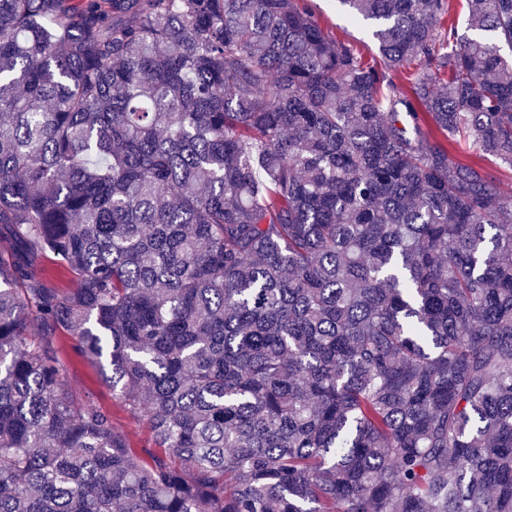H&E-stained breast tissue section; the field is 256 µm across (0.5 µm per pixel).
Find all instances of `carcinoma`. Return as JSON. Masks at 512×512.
<instances>
[{
	"mask_svg": "<svg viewBox=\"0 0 512 512\" xmlns=\"http://www.w3.org/2000/svg\"><path fill=\"white\" fill-rule=\"evenodd\" d=\"M336 2L0 0V512H512V0ZM307 3L329 33L354 43L368 59L377 55L375 41L361 26L353 24L346 14L336 9V0H309ZM71 345L72 339L69 336H63L57 342V353L69 369V380L73 390L80 395H90L95 402L108 409L113 415L115 423L126 433L131 446L138 452L146 449L162 454L159 448H148V436L145 428L132 419L125 411L121 401L112 393V389L100 381L98 368L77 358Z\"/></svg>",
	"mask_w": 512,
	"mask_h": 512,
	"instance_id": "cac0c4a2",
	"label": "carcinoma"
}]
</instances>
